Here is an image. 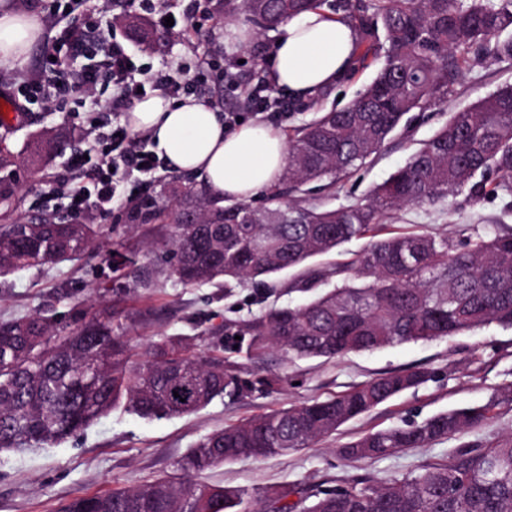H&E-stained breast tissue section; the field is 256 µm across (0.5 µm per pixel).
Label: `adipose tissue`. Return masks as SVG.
<instances>
[{
    "instance_id": "adipose-tissue-1",
    "label": "adipose tissue",
    "mask_w": 512,
    "mask_h": 512,
    "mask_svg": "<svg viewBox=\"0 0 512 512\" xmlns=\"http://www.w3.org/2000/svg\"><path fill=\"white\" fill-rule=\"evenodd\" d=\"M42 35L36 15L1 11L0 69L22 66ZM357 41L355 28L329 9L305 11L277 28L272 78L290 97L308 98L344 76ZM123 121L131 132L150 137L171 170L197 176L215 196L251 198L274 187L287 166L288 146L278 129L261 122L228 129L223 113L193 97L176 101L155 92Z\"/></svg>"
}]
</instances>
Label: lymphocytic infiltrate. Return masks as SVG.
<instances>
[{"mask_svg": "<svg viewBox=\"0 0 512 512\" xmlns=\"http://www.w3.org/2000/svg\"><path fill=\"white\" fill-rule=\"evenodd\" d=\"M96 38V28L90 23L56 33L43 50L45 62L39 75L22 90L23 99L39 97L49 105L58 97L90 99L99 112L109 115L107 121L96 120L82 129L89 146L68 159L70 170L82 177L68 194V212L78 224L90 218L105 220L124 185L140 180L159 165L149 138L131 135L120 121L119 110L129 109L145 94L160 91L174 96L180 91L165 74L137 67L133 55L118 41L112 42L99 65L77 72L67 70L64 55H91ZM105 83L115 87V99H97V88Z\"/></svg>", "mask_w": 512, "mask_h": 512, "instance_id": "lymphocytic-infiltrate-1", "label": "lymphocytic infiltrate"}]
</instances>
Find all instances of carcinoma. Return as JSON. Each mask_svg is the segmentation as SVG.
Here are the masks:
<instances>
[{"instance_id": "cac0c4a2", "label": "carcinoma", "mask_w": 512, "mask_h": 512, "mask_svg": "<svg viewBox=\"0 0 512 512\" xmlns=\"http://www.w3.org/2000/svg\"><path fill=\"white\" fill-rule=\"evenodd\" d=\"M321 0H225L228 12L271 31ZM367 51L383 52L370 82L347 106L322 109L288 138V164L265 206L210 196L172 183L159 201L139 205L145 221L171 225L167 269L142 268L140 287L158 274L192 287L267 284L354 239L363 247L341 264L310 269L289 284L307 295L224 324V345L247 341L246 356L278 349L294 359L340 358L404 343L429 342L490 324L512 327V234L476 231L457 243L409 227L379 236L386 215L408 205H436L458 194L477 201L512 196V84L454 112L366 200L331 205L336 186L369 167L408 128V114L446 97L469 54L512 59V0H358L344 4ZM128 33L155 36L136 16ZM54 138L27 144L31 161ZM326 192L313 203L304 186ZM291 196L288 203L283 195ZM97 248L93 225L46 217L0 225V275L76 258ZM118 313L95 309L72 331L38 315L0 323V449L49 446L88 427L119 405L147 420L190 414L216 399L231 401L287 377H246L196 338L163 336L146 357L118 331ZM413 367L356 387L228 424L182 458L179 478L136 488L82 494L59 512H512V436L487 448H464L403 481H353L307 491L280 486L253 497L238 487L200 484L193 475L241 456L287 455L327 438L345 422L434 380ZM512 402V385L485 404L436 413L420 423L366 433L338 449L369 461L403 448H425L481 426L493 406Z\"/></svg>"}]
</instances>
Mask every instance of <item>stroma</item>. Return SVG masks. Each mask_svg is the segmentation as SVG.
I'll return each mask as SVG.
<instances>
[{
	"label": "stroma",
	"instance_id": "1",
	"mask_svg": "<svg viewBox=\"0 0 512 512\" xmlns=\"http://www.w3.org/2000/svg\"><path fill=\"white\" fill-rule=\"evenodd\" d=\"M21 12L45 17V38L58 28L86 16L100 26L101 42H125L136 64L163 70L176 82H193V94L204 103L221 102L237 111L243 121H265L282 134L308 121L313 110L298 101L288 117L274 112H254L240 98L238 89L256 84L264 75L263 48L273 46V33L257 35L240 53L224 48V29L211 18L223 12L224 0H200L187 28L165 34L149 45L129 41L120 23L121 9L111 0H62L55 14H48L51 0H10ZM512 83V60H469L455 90L420 112L408 135L386 145L375 164L360 170L336 191V201L349 204L365 198L409 157L414 142L429 138L452 112L472 105L498 87ZM84 106L67 101L59 109L44 103L30 104L18 126L0 128V146L8 149L10 162L0 169V181L16 189L17 213L22 217L64 212L63 199L46 200L45 190L57 181L75 186L78 178L68 168V157L83 148L80 129L86 119ZM63 131L55 156L33 166L26 151L33 136ZM172 173L157 169L145 189L125 192L111 216L97 226L100 251L78 260L42 268L21 269L0 277V321L40 313L67 329L77 328L93 308L112 306L120 314L125 336L147 347L161 336H195L202 349L223 342L224 324L265 310L273 303L299 302L301 293L287 288H260L245 282L185 287L160 281L151 290L136 288L134 273L146 264H170L169 228L160 223L131 220L136 203L156 197L172 181ZM397 226L420 225L448 232L462 241L474 231L492 227L512 233V197L488 195L471 202L465 196L447 204L413 205L398 212ZM233 362L263 374L284 372L288 383L268 393L253 391L243 400H214L198 413L147 421L118 408L83 432L51 447H31L0 452V512H57L61 504L83 493L133 488L145 481L177 472L178 461L205 435L224 425L256 417L271 410L298 405L349 390L378 374L426 366L437 373L435 381L378 406L349 421L332 438L285 456L257 459L244 456L224 466L202 472L199 482L237 486L255 493L277 485L324 488L354 479L370 481L403 479L435 462L448 460L458 449L487 447L512 434V404L496 405L479 428L449 435L426 448H407L372 461H348L340 445L381 429L419 422L452 408L486 403L499 388L512 383V329L491 325L483 329L432 341L406 343L373 352H354L335 359L292 360L269 350L250 359L236 354Z\"/></svg>",
	"mask_w": 512,
	"mask_h": 512
}]
</instances>
